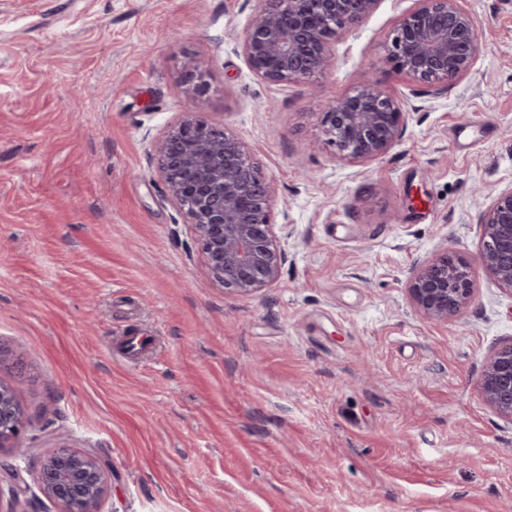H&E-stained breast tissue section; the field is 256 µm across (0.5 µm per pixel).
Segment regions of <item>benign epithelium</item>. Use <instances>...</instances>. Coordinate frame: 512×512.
Returning a JSON list of instances; mask_svg holds the SVG:
<instances>
[{
    "instance_id": "benign-epithelium-1",
    "label": "benign epithelium",
    "mask_w": 512,
    "mask_h": 512,
    "mask_svg": "<svg viewBox=\"0 0 512 512\" xmlns=\"http://www.w3.org/2000/svg\"><path fill=\"white\" fill-rule=\"evenodd\" d=\"M394 30L386 60L440 96L471 74L482 53L476 22L459 0H417ZM379 0H259L242 37L249 69L272 84L313 81L335 64L333 43L359 26ZM323 124L339 155L352 163L382 157L401 137V102L365 81L327 103ZM158 173L192 224L210 275L224 288L251 294L275 285L288 261L272 213V187L250 159L248 145L187 111L154 142ZM478 261L512 291V188L497 193L480 214ZM428 321L459 314L472 296L467 261L445 253L420 268L409 288ZM486 404L512 422V344L497 350L480 378ZM26 416L13 390L0 383V449L16 438ZM14 497L26 493L21 474L0 460ZM111 473L93 452L54 448L38 461L42 497L23 512H100Z\"/></svg>"
}]
</instances>
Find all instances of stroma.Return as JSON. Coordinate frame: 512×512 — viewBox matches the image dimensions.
Segmentation results:
<instances>
[{
  "mask_svg": "<svg viewBox=\"0 0 512 512\" xmlns=\"http://www.w3.org/2000/svg\"><path fill=\"white\" fill-rule=\"evenodd\" d=\"M256 5L0 0V383L27 417L0 455L32 497L38 454L100 452L101 512H512V422L479 387L512 343V290L476 260L478 217L512 187V0H461L484 51L440 97L385 61L416 0H380L314 86L249 70ZM368 79L404 132L349 163L321 104ZM189 109L273 187L271 287L214 281L156 173ZM447 252L472 300L429 322L410 277ZM135 335L154 344L129 360Z\"/></svg>",
  "mask_w": 512,
  "mask_h": 512,
  "instance_id": "obj_1",
  "label": "stroma"
}]
</instances>
